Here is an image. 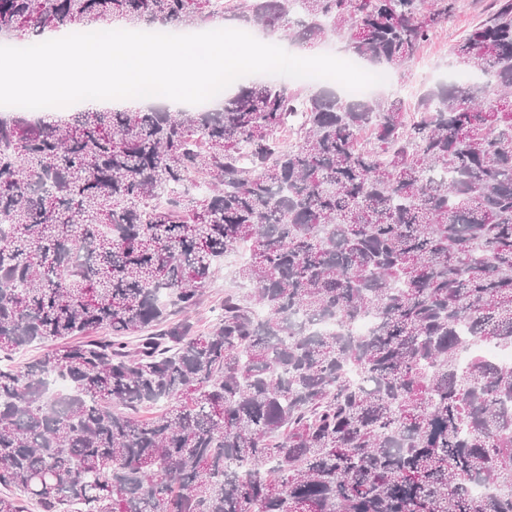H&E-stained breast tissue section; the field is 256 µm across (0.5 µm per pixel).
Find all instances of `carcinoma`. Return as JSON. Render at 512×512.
Wrapping results in <instances>:
<instances>
[{
	"label": "carcinoma",
	"instance_id": "1",
	"mask_svg": "<svg viewBox=\"0 0 512 512\" xmlns=\"http://www.w3.org/2000/svg\"><path fill=\"white\" fill-rule=\"evenodd\" d=\"M455 2L0 0V35L228 17L408 79ZM448 66L486 80L0 116V512H512V364L478 353L512 349V0ZM238 263L232 253L224 258V262L217 268L212 287L207 290L201 304L193 314V321L201 327H207L211 323L214 315L212 311L224 300V292L244 291L240 289L242 287L235 277Z\"/></svg>",
	"mask_w": 512,
	"mask_h": 512
}]
</instances>
